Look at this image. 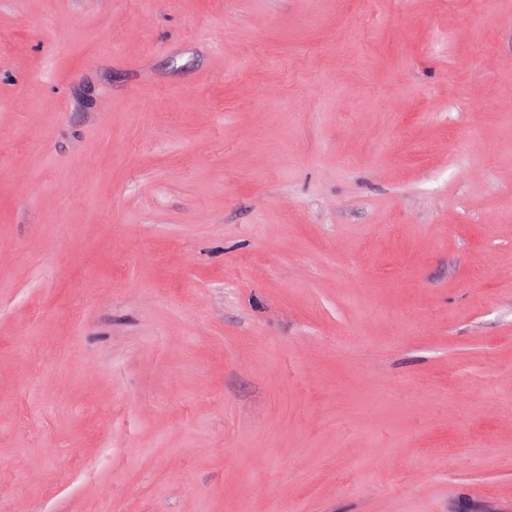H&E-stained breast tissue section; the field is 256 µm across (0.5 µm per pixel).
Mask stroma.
<instances>
[{"label":"stroma","mask_w":512,"mask_h":512,"mask_svg":"<svg viewBox=\"0 0 512 512\" xmlns=\"http://www.w3.org/2000/svg\"><path fill=\"white\" fill-rule=\"evenodd\" d=\"M0 512H512V0H0Z\"/></svg>","instance_id":"stroma-1"}]
</instances>
